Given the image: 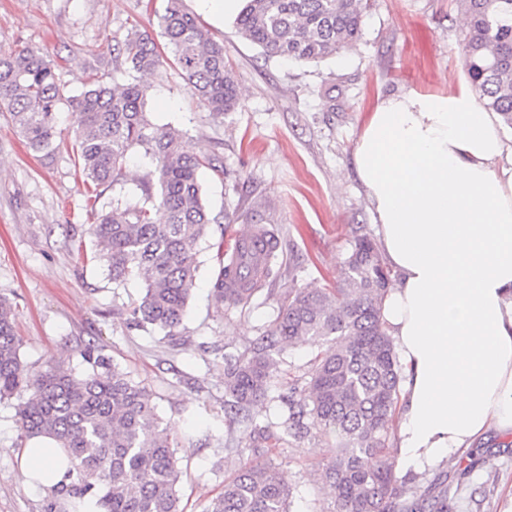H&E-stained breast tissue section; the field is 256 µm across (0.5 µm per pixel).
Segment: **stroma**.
Instances as JSON below:
<instances>
[{"mask_svg":"<svg viewBox=\"0 0 512 512\" xmlns=\"http://www.w3.org/2000/svg\"><path fill=\"white\" fill-rule=\"evenodd\" d=\"M147 0H0V53L42 49L57 66L59 106L52 158L29 150L0 113V295L10 299L20 356L33 370L58 364L83 374V351L95 346L132 382L152 394L177 445L185 512H204L239 464L273 460L296 486L291 512H330L333 492L321 477L334 449L318 435L288 437L280 402L310 368L316 346L301 343L279 358L270 399L249 419L224 415L226 356L271 328L292 288L340 286L353 240L374 236V216L354 166V144L378 98L408 90L449 91L465 82L463 18L457 0H370L356 42L320 62L265 56L232 20L184 8L224 47L240 104L214 117L169 63L148 75L146 109L209 158L203 199L218 221L197 248L198 272L177 335L131 327L142 294L119 285L99 263L88 228L92 216L73 149L79 114L72 106L97 78L123 79L114 49L128 32L159 38ZM250 224H266L279 248L264 285L243 306L214 293V245ZM16 394L0 399V512H44L47 491L20 476L23 440ZM239 449L228 458L225 447ZM459 486L456 512H505L512 496V437L488 433L422 471L398 477L423 484L436 474Z\"/></svg>","mask_w":512,"mask_h":512,"instance_id":"obj_1","label":"stroma"}]
</instances>
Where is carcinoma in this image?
<instances>
[{
    "mask_svg": "<svg viewBox=\"0 0 512 512\" xmlns=\"http://www.w3.org/2000/svg\"><path fill=\"white\" fill-rule=\"evenodd\" d=\"M167 0L157 15L165 46L192 95L216 116L239 104L238 83L224 62V47L196 18ZM465 16L464 67L484 108L512 129V0H459ZM363 0H247L237 19L242 36L266 56L317 62L353 43L361 31ZM122 55L126 70L151 74L163 64L157 43L132 33ZM149 85L96 83L76 99L80 122L75 145L88 193L99 202L123 179L130 150L154 164L134 199L114 198L92 209V259L121 284L141 281L144 294L131 310L135 328L173 336L183 325L197 271L196 246L211 218L198 172L206 160L190 152L182 135L152 122L145 110ZM63 89L39 48L0 54V112L9 114L28 147L54 155L56 112ZM343 287L292 288L269 333L228 364L224 414L233 421L267 397L277 372L272 353L312 342L305 385H289L288 436L316 431L334 441L336 457L323 472L335 491L330 512H452L455 496L439 474L427 485L406 487L386 457L401 389V366L381 310L391 273L375 243L358 237L340 272ZM216 297L231 306L254 289ZM12 304L0 297V398L24 391L17 423L24 440L49 437L64 449L76 479L53 491L45 512H183L176 448L161 426L151 394L89 346L87 374L49 365L35 372L19 356ZM292 488L272 462L246 463L224 481L206 512H290Z\"/></svg>",
    "mask_w": 512,
    "mask_h": 512,
    "instance_id": "carcinoma-1",
    "label": "carcinoma"
}]
</instances>
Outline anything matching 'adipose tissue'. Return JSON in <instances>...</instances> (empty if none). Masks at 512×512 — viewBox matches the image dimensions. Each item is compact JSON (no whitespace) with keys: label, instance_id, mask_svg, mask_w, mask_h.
<instances>
[{"label":"adipose tissue","instance_id":"ef3b65f1","mask_svg":"<svg viewBox=\"0 0 512 512\" xmlns=\"http://www.w3.org/2000/svg\"><path fill=\"white\" fill-rule=\"evenodd\" d=\"M472 85L380 98L353 164L395 275L382 322L403 366L398 464L447 460L493 429L512 435V148ZM24 483L75 476L63 449L30 440Z\"/></svg>","mask_w":512,"mask_h":512}]
</instances>
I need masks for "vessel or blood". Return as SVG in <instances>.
Returning a JSON list of instances; mask_svg holds the SVG:
<instances>
[{
    "label": "vessel or blood",
    "mask_w": 512,
    "mask_h": 512,
    "mask_svg": "<svg viewBox=\"0 0 512 512\" xmlns=\"http://www.w3.org/2000/svg\"><path fill=\"white\" fill-rule=\"evenodd\" d=\"M276 248V236L264 224L248 225L245 231L232 235L224 247V288L227 296H235L237 289L264 280Z\"/></svg>",
    "instance_id": "obj_1"
}]
</instances>
